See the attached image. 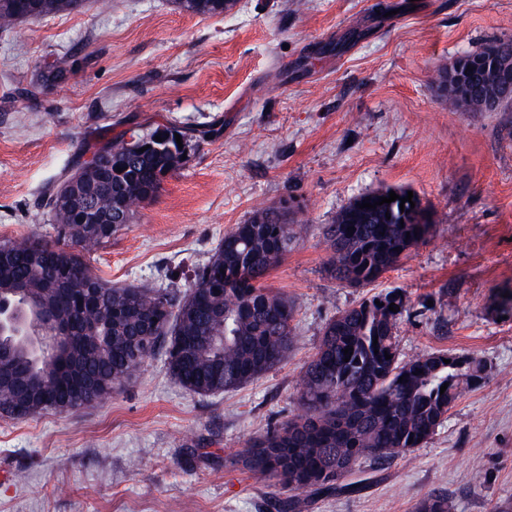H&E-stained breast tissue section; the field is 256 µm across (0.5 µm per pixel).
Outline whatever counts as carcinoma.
<instances>
[{
    "mask_svg": "<svg viewBox=\"0 0 512 512\" xmlns=\"http://www.w3.org/2000/svg\"><path fill=\"white\" fill-rule=\"evenodd\" d=\"M177 2L185 11L221 15L235 0ZM83 3L0 0V23L77 11ZM502 52L501 41L491 42L460 56L443 73L456 107L480 111L463 104L464 95L484 90L482 76ZM158 136L162 141H156ZM138 140L146 151H130L121 138L106 141L93 147L89 160L48 183L40 207L56 221L55 240L37 232L0 240V312L17 308L44 336L59 325L69 327L68 354L50 365L10 325H0L3 419L75 412L106 401L160 348L169 372L184 388L222 393L279 366L296 343L293 301L263 283L299 239L286 200L256 210L227 231L208 262L195 267L184 293L111 284L91 272L87 256L111 242L139 208L160 195L166 178L183 164L189 137L158 126ZM397 195L394 202L362 209L360 204L387 197L389 190L362 194L324 226L331 278L364 288L428 239L433 223L421 200L415 196L403 204L407 192ZM99 196L108 197L112 214L100 224H87L86 203ZM350 226L355 231L348 232ZM391 304L396 311L389 310ZM402 308L400 295L390 291L331 318L302 370L298 413L253 438L239 455L244 469L277 489L276 512H296L298 493L355 486L344 482L351 469L340 470L342 463L392 457L426 443L480 378L476 360L466 356L431 353L400 362L396 329ZM414 512H451V505L448 497L429 494Z\"/></svg>",
    "mask_w": 512,
    "mask_h": 512,
    "instance_id": "obj_1",
    "label": "carcinoma"
}]
</instances>
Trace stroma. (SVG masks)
<instances>
[{"instance_id":"35a3bbf8","label":"stroma","mask_w":512,"mask_h":512,"mask_svg":"<svg viewBox=\"0 0 512 512\" xmlns=\"http://www.w3.org/2000/svg\"><path fill=\"white\" fill-rule=\"evenodd\" d=\"M509 37L512 0H237L220 16L87 0L0 26V239L54 235L46 184L87 145L157 125L204 137L91 255L98 277L187 290L228 230L284 199L300 233L265 279L297 308L286 361L199 395L159 351L110 400L0 419V512H270L239 452L296 414L329 319L391 289L400 361L468 356L481 378L422 446L360 460V489L301 493L300 512H414L430 493L451 512L512 505V106L465 112L439 87ZM54 66L63 82H46ZM387 188L431 208V236L372 285L332 279L324 225Z\"/></svg>"}]
</instances>
